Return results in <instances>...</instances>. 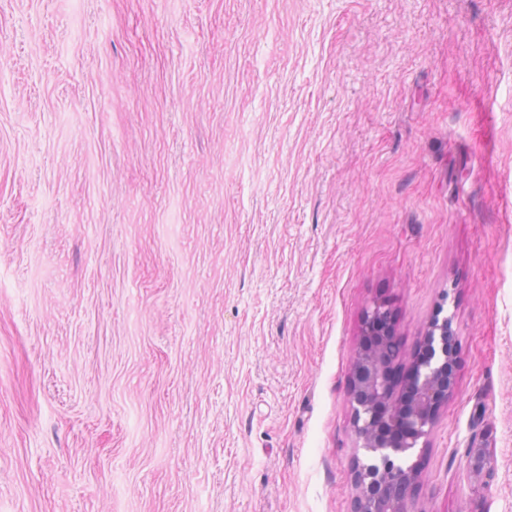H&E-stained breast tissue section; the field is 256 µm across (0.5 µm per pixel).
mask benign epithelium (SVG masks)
Wrapping results in <instances>:
<instances>
[{"mask_svg":"<svg viewBox=\"0 0 512 512\" xmlns=\"http://www.w3.org/2000/svg\"><path fill=\"white\" fill-rule=\"evenodd\" d=\"M387 317L377 304L367 312L364 333L380 325ZM448 319L434 321L430 334L432 350L416 364L408 409L393 416L389 412L392 394L385 374L383 348L362 346L356 354L361 379L353 389L355 433L365 458L356 461L352 512H406L405 500L374 492L391 473L414 478V465H404L408 451L425 437L433 425L436 399L447 382ZM471 470L478 479L488 480L494 473V461L482 448L471 454Z\"/></svg>","mask_w":512,"mask_h":512,"instance_id":"benign-epithelium-1","label":"benign epithelium"}]
</instances>
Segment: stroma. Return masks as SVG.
Instances as JSON below:
<instances>
[{
  "label": "stroma",
  "mask_w": 512,
  "mask_h": 512,
  "mask_svg": "<svg viewBox=\"0 0 512 512\" xmlns=\"http://www.w3.org/2000/svg\"><path fill=\"white\" fill-rule=\"evenodd\" d=\"M377 303L512 512V0H0V512H350Z\"/></svg>",
  "instance_id": "stroma-1"
}]
</instances>
